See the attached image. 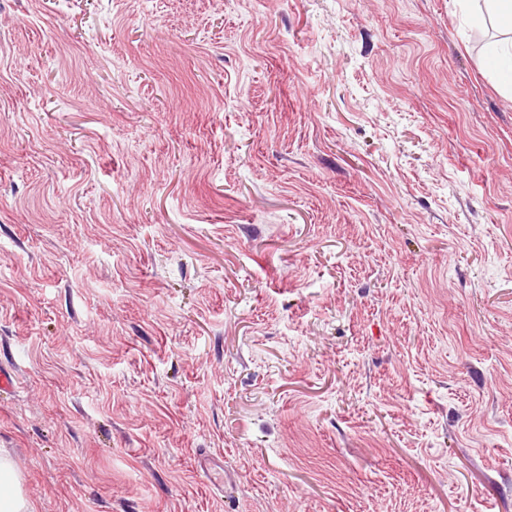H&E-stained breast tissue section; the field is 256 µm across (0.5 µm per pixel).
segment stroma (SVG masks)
Instances as JSON below:
<instances>
[{
	"label": "stroma",
	"instance_id": "1",
	"mask_svg": "<svg viewBox=\"0 0 512 512\" xmlns=\"http://www.w3.org/2000/svg\"><path fill=\"white\" fill-rule=\"evenodd\" d=\"M496 40L460 0H0L34 512H512Z\"/></svg>",
	"mask_w": 512,
	"mask_h": 512
}]
</instances>
